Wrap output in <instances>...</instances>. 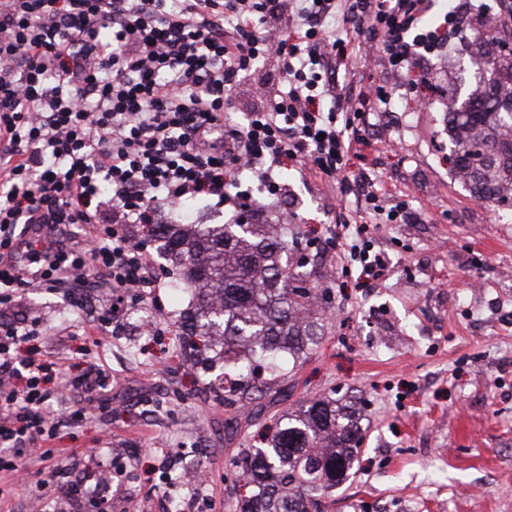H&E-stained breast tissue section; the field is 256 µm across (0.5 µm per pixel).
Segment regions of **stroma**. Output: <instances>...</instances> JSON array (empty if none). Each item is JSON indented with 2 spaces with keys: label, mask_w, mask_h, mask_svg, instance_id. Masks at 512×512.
Segmentation results:
<instances>
[{
  "label": "stroma",
  "mask_w": 512,
  "mask_h": 512,
  "mask_svg": "<svg viewBox=\"0 0 512 512\" xmlns=\"http://www.w3.org/2000/svg\"><path fill=\"white\" fill-rule=\"evenodd\" d=\"M461 29L434 66L421 111L399 79L373 53L369 67L348 78L386 81L398 110L380 131L368 171L380 186L407 200L413 224H371L373 253L388 271L373 287L342 273L337 251L327 244L342 225L363 213L355 196L288 170V192L268 200L265 215L296 214L305 270L332 285L331 313L319 347L301 366L284 363L281 401L261 398L262 419L280 414L312 394L352 397L362 404L363 443L350 487L324 501V512H512V214L499 216L477 202L448 169L451 148L444 101L466 94L471 56L465 46L478 20L496 24L498 0H453ZM161 286L147 300L116 302L96 289L83 303L72 293L42 288L23 297L21 308L38 320L37 345L61 358L72 374L101 356L119 366L112 401L78 423L61 427L53 442L58 466L81 476L88 463L125 470L110 487L112 512L134 490L162 499L172 495L160 475L202 467L207 474L198 512H224L238 480L235 465L254 434L224 435L225 407L210 376L192 363L170 366L163 377L152 365L168 363L179 344L172 332L178 310L169 266L156 260ZM145 307L155 332L134 340L131 311ZM28 482L0 481L11 512H30L42 496L59 497L65 484L41 488L40 462L24 457Z\"/></svg>",
  "instance_id": "stroma-1"
}]
</instances>
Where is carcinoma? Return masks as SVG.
<instances>
[{
	"label": "carcinoma",
	"instance_id": "obj_1",
	"mask_svg": "<svg viewBox=\"0 0 512 512\" xmlns=\"http://www.w3.org/2000/svg\"><path fill=\"white\" fill-rule=\"evenodd\" d=\"M498 32L477 29L471 57L492 63L474 69V89L445 102L450 160L478 201L494 207L512 198V59L491 54ZM258 212L234 224H139L136 235L159 242L171 267L175 297L190 296L175 322L181 344L203 370L220 367L218 388L245 395L256 389L253 362L272 379L282 358H306L319 345L320 282L291 264L298 231L268 224ZM363 439L352 406L317 396L282 413L258 445L242 449L246 495L227 512H321L322 498L353 475Z\"/></svg>",
	"mask_w": 512,
	"mask_h": 512
}]
</instances>
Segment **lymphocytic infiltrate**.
<instances>
[{"instance_id":"1","label":"lymphocytic infiltrate","mask_w":512,"mask_h":512,"mask_svg":"<svg viewBox=\"0 0 512 512\" xmlns=\"http://www.w3.org/2000/svg\"><path fill=\"white\" fill-rule=\"evenodd\" d=\"M431 10L432 0H0L1 475L28 451L44 481L61 477L53 404L86 381L62 361L48 377L23 350L38 331L22 296L86 276L119 296L159 287L128 225L187 200L237 216L254 203L243 174L278 197L290 166L362 194L385 223L410 222L408 206L349 172L375 145L366 114L394 111L393 95L339 73L375 49L410 87L430 86L428 61L448 43ZM252 79L258 106L228 123ZM75 224L88 237L73 239Z\"/></svg>"}]
</instances>
